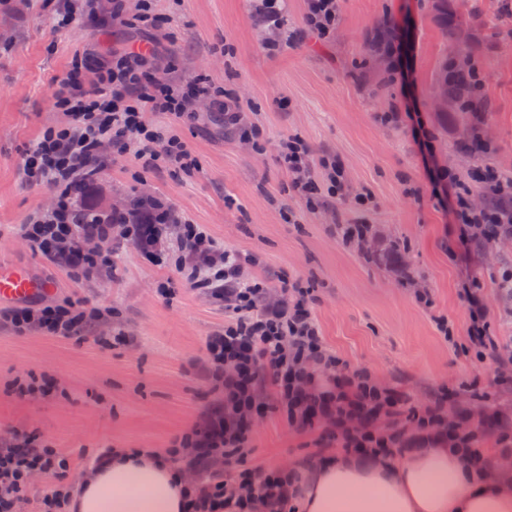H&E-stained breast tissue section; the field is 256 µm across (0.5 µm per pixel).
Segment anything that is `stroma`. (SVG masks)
<instances>
[{
  "label": "stroma",
  "mask_w": 512,
  "mask_h": 512,
  "mask_svg": "<svg viewBox=\"0 0 512 512\" xmlns=\"http://www.w3.org/2000/svg\"><path fill=\"white\" fill-rule=\"evenodd\" d=\"M70 0H0V267L22 268L50 285L49 299L111 310L102 335L129 336L126 345L57 338L33 330L14 332L0 322V438L22 430L67 455L74 483L86 456L103 448H170L215 403L200 366L204 340L224 325V306L189 287L168 259H143L121 238L109 244L113 274L74 282L67 269L34 252L19 233L35 210L49 209L51 194L27 185L21 170L29 144L50 125L65 122L54 102V79L65 77L85 50L126 44L136 32L141 0H122V22L110 30L90 23L73 32L56 17ZM160 18L153 35L161 54L158 80L200 76L243 104L244 119L261 132L264 151L224 128V115L198 103L200 124L180 132L197 167L160 169L137 179L132 153L104 155L96 206L116 210L154 197L182 218L205 225L226 249L260 260L253 275L279 285L283 275L313 285L314 312L328 346L353 367L367 368L384 385L409 392L418 403L437 389L457 390L475 409L505 404L512 386L468 352V311L461 298L466 275L480 279L489 308V332L512 353V315L496 287L512 270V240L475 256L455 259L446 245L447 213L439 206L417 144L403 127L382 123L403 89L389 80L374 54L373 32L393 17L407 31L406 64L439 164L459 175L483 160L512 171V0H448L456 40L442 30L436 0H340L341 24L322 46L306 42L279 55L267 53L257 0H150ZM464 46L477 66L486 103L481 134L488 153L457 151L471 133L472 113L440 110L432 76ZM287 109H279L280 101ZM302 136L314 158L343 162L351 195L370 192L359 210L350 198L308 211L288 191L289 177L276 160L278 142ZM292 209L288 223L284 209ZM370 224L384 244L396 245L401 267L372 258L369 249L345 246L336 223ZM172 280L163 295L158 284ZM431 291L434 305L414 292ZM453 323L454 342L438 333L434 318ZM51 377L55 390L19 397V384ZM320 449L319 430L299 431L278 412L255 422L241 465L287 469Z\"/></svg>",
  "instance_id": "35a3bbf8"
}]
</instances>
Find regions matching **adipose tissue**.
<instances>
[{
  "mask_svg": "<svg viewBox=\"0 0 512 512\" xmlns=\"http://www.w3.org/2000/svg\"><path fill=\"white\" fill-rule=\"evenodd\" d=\"M299 512H512V484L475 472L448 448L364 462L302 463ZM188 482L151 448H116L74 484V512H185Z\"/></svg>",
  "mask_w": 512,
  "mask_h": 512,
  "instance_id": "obj_1",
  "label": "adipose tissue"
}]
</instances>
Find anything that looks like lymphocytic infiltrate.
<instances>
[{
	"mask_svg": "<svg viewBox=\"0 0 512 512\" xmlns=\"http://www.w3.org/2000/svg\"><path fill=\"white\" fill-rule=\"evenodd\" d=\"M261 2L262 25L281 33L280 39L267 43L270 51L310 35L328 39L340 23L339 0H307L304 27L285 35L273 0ZM386 25L374 50L392 74L409 83L400 24L390 19ZM88 57L95 74L92 82L74 71L55 91L67 124L45 129L25 152L26 182L47 188L55 204L29 216L21 234L45 259L62 264L77 279L112 270L111 253L99 245L113 236L130 241L149 258L166 244L177 252L194 287L223 300L224 328L207 338L204 363L223 397L168 451L178 472L193 478L188 512H293L295 476L232 469L244 454L256 418L272 410L282 413L292 428L323 427L325 444L347 454L392 456L441 444L463 449L477 468L490 467L483 442L489 424H502L500 411L449 409L455 394L445 388L417 404L404 390L382 386L369 371L351 367L328 348L313 311L312 289L287 278L282 297L269 299L265 282L245 277L246 258L225 249L203 225L176 221L171 211L154 205L121 215L100 213L86 204L105 149L120 155L128 143H135V160L144 173L163 164L194 168L178 128L198 120L197 102L212 96L200 79L155 80L158 53L149 35L104 54L89 51ZM150 112L167 114V123L150 122ZM310 156L300 137L279 144V161L307 206L316 208L325 196H345L340 163L322 161L318 174ZM433 179L438 202L457 229L454 253L461 261L512 240L511 171L491 166L475 170L471 187L465 189L450 170L434 169ZM482 290L473 278L463 291L470 316L468 339L478 361H492L501 371L512 360L500 353L489 334ZM0 320L21 333L37 329L73 338L99 324L102 316L69 302L49 304L40 298L1 309ZM68 468L66 455L27 433L0 442V512H17L37 474L50 480L38 512H66L70 487L63 478Z\"/></svg>",
	"mask_w": 512,
	"mask_h": 512,
	"instance_id": "f902f5d3",
	"label": "lymphocytic infiltrate"
}]
</instances>
